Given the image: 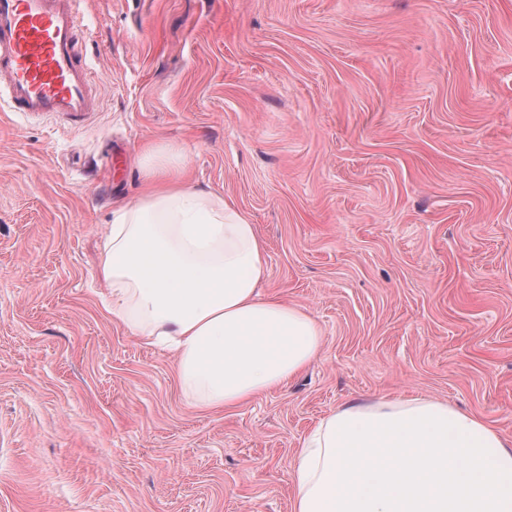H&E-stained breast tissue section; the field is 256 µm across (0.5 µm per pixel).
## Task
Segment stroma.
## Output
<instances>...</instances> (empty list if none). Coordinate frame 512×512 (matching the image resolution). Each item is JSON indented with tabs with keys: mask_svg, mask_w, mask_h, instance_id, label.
I'll return each mask as SVG.
<instances>
[{
	"mask_svg": "<svg viewBox=\"0 0 512 512\" xmlns=\"http://www.w3.org/2000/svg\"><path fill=\"white\" fill-rule=\"evenodd\" d=\"M98 109L0 100V512H291L352 400L429 396L512 437V0H82ZM230 198L268 295L318 322L285 387L201 410L104 309L145 143Z\"/></svg>",
	"mask_w": 512,
	"mask_h": 512,
	"instance_id": "stroma-1",
	"label": "stroma"
}]
</instances>
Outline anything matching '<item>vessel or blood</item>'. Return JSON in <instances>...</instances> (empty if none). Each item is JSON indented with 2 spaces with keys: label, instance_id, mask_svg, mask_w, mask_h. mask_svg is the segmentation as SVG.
Returning a JSON list of instances; mask_svg holds the SVG:
<instances>
[{
  "label": "vessel or blood",
  "instance_id": "b4317fda",
  "mask_svg": "<svg viewBox=\"0 0 512 512\" xmlns=\"http://www.w3.org/2000/svg\"><path fill=\"white\" fill-rule=\"evenodd\" d=\"M81 0H0V78L13 111L86 121L97 107L78 47Z\"/></svg>",
  "mask_w": 512,
  "mask_h": 512
}]
</instances>
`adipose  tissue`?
Returning a JSON list of instances; mask_svg holds the SVG:
<instances>
[{
    "instance_id": "ef3b65f1",
    "label": "adipose tissue",
    "mask_w": 512,
    "mask_h": 512,
    "mask_svg": "<svg viewBox=\"0 0 512 512\" xmlns=\"http://www.w3.org/2000/svg\"><path fill=\"white\" fill-rule=\"evenodd\" d=\"M183 146L146 144L143 189L112 212L107 315L176 358L185 398L231 408L318 355L303 307L262 296L266 247L229 198L186 183ZM292 512H512V438L427 396L344 404L303 438Z\"/></svg>"
}]
</instances>
